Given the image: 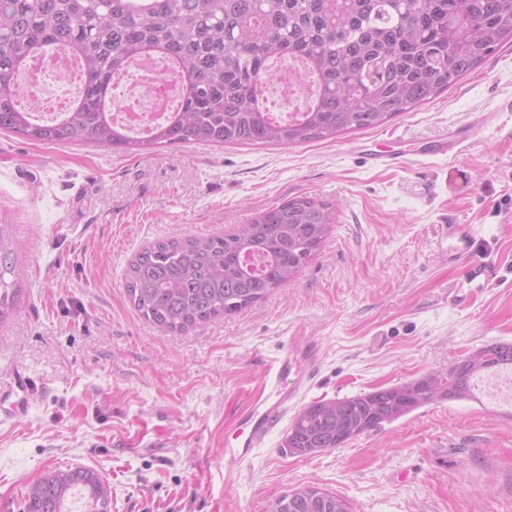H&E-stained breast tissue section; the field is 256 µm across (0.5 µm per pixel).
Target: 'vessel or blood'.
Returning <instances> with one entry per match:
<instances>
[{
    "label": "vessel or blood",
    "instance_id": "vessel-or-blood-1",
    "mask_svg": "<svg viewBox=\"0 0 512 512\" xmlns=\"http://www.w3.org/2000/svg\"><path fill=\"white\" fill-rule=\"evenodd\" d=\"M292 371L288 359H281L277 369L279 385L261 401L253 403L240 417V428L227 455L243 461L262 447L270 431L288 409V376ZM34 385L27 377L16 378L9 388H0V414L17 419L27 414Z\"/></svg>",
    "mask_w": 512,
    "mask_h": 512
}]
</instances>
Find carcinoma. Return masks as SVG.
I'll list each match as a JSON object with an SVG mask.
<instances>
[{
    "label": "carcinoma",
    "instance_id": "1",
    "mask_svg": "<svg viewBox=\"0 0 512 512\" xmlns=\"http://www.w3.org/2000/svg\"><path fill=\"white\" fill-rule=\"evenodd\" d=\"M512 41V0H0V131L42 144L89 142L132 153L193 143L305 144L384 125L438 97ZM79 62L82 91L51 121L23 102L12 78L47 47ZM138 55L174 69L178 108L133 134L112 120L107 90ZM302 59L312 100L282 119L264 105L268 63ZM332 205L296 196L251 224L208 236L160 239L126 275L144 320L180 332L233 315L291 283L324 242ZM11 225L0 221V323L13 315L20 273ZM512 369V343L455 363L448 375L303 407L288 429V453L341 448L442 398L472 397L482 373ZM109 512L103 476L58 470L34 483L23 512ZM266 512H351L347 499L309 484L271 496Z\"/></svg>",
    "mask_w": 512,
    "mask_h": 512
}]
</instances>
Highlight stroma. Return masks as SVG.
Wrapping results in <instances>:
<instances>
[{
    "label": "stroma",
    "instance_id": "obj_1",
    "mask_svg": "<svg viewBox=\"0 0 512 512\" xmlns=\"http://www.w3.org/2000/svg\"><path fill=\"white\" fill-rule=\"evenodd\" d=\"M458 154L431 155L440 139ZM385 149L390 167L366 162ZM336 205L287 288L184 332L144 321L125 272L161 238L230 231L297 196ZM0 220L24 272L0 323V386L32 378L0 420V512L54 470H96L110 512H266L315 483L353 512H512V408L439 400L341 448L285 453L296 414L444 374L512 343V42L434 101L385 125L302 145L187 144L122 154L0 131ZM448 224L473 237L454 255ZM293 362L295 395L246 461L224 441ZM35 386L25 376L15 378L7 389L0 387V415L13 419L20 418L29 410V398Z\"/></svg>",
    "mask_w": 512,
    "mask_h": 512
}]
</instances>
